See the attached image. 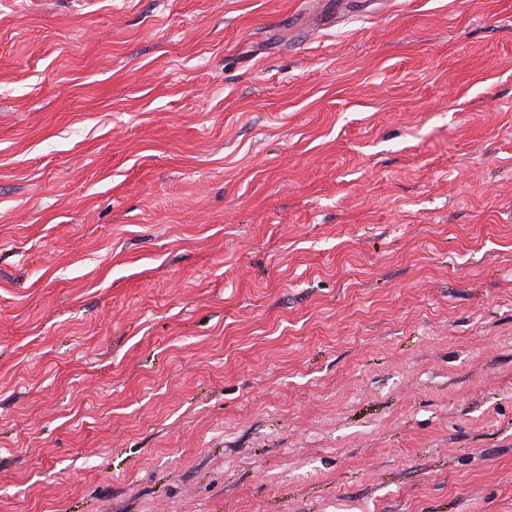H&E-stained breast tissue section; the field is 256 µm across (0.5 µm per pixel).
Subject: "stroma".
<instances>
[{
  "instance_id": "35a3bbf8",
  "label": "stroma",
  "mask_w": 512,
  "mask_h": 512,
  "mask_svg": "<svg viewBox=\"0 0 512 512\" xmlns=\"http://www.w3.org/2000/svg\"><path fill=\"white\" fill-rule=\"evenodd\" d=\"M0 512H512V0H0Z\"/></svg>"
}]
</instances>
